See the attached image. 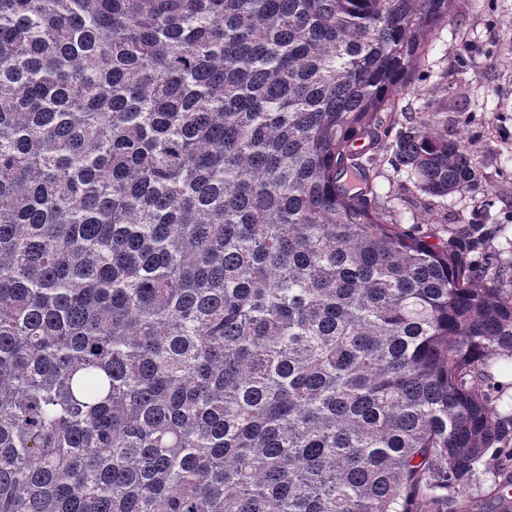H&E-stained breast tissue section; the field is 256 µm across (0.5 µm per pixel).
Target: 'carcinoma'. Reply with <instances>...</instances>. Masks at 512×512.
<instances>
[{"label": "carcinoma", "mask_w": 512, "mask_h": 512, "mask_svg": "<svg viewBox=\"0 0 512 512\" xmlns=\"http://www.w3.org/2000/svg\"><path fill=\"white\" fill-rule=\"evenodd\" d=\"M453 0H0V512H431L512 475L498 224L387 223ZM390 166L474 186L411 121Z\"/></svg>", "instance_id": "cac0c4a2"}]
</instances>
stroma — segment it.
<instances>
[{
	"label": "stroma",
	"mask_w": 512,
	"mask_h": 512,
	"mask_svg": "<svg viewBox=\"0 0 512 512\" xmlns=\"http://www.w3.org/2000/svg\"><path fill=\"white\" fill-rule=\"evenodd\" d=\"M399 122L435 118L449 137L467 132L482 176L445 198L400 187L388 158L395 132L377 148L375 182L403 224H499L491 261L512 259V0H455L434 31L408 89L395 101Z\"/></svg>",
	"instance_id": "35a3bbf8"
}]
</instances>
